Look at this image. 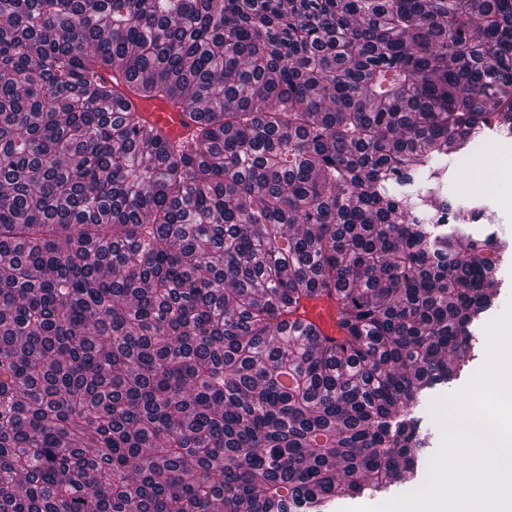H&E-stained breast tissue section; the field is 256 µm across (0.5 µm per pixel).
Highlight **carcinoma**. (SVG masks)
<instances>
[{
    "label": "carcinoma",
    "mask_w": 512,
    "mask_h": 512,
    "mask_svg": "<svg viewBox=\"0 0 512 512\" xmlns=\"http://www.w3.org/2000/svg\"><path fill=\"white\" fill-rule=\"evenodd\" d=\"M494 129L512 0H0V512L419 481L412 411L468 372L512 241L405 186ZM135 112H139L141 118L147 124L154 126L172 143L189 136L195 121L190 112H184L181 108L170 102L162 100L134 101ZM306 322L319 326L329 336H336V321L333 302L324 298L306 305V314L302 315Z\"/></svg>",
    "instance_id": "obj_1"
}]
</instances>
